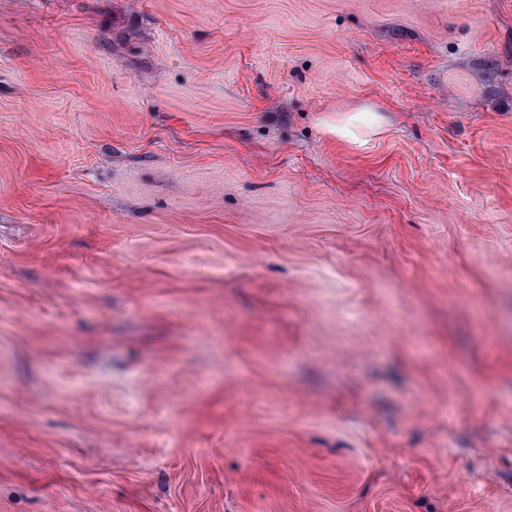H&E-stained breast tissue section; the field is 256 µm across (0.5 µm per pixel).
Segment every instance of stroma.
<instances>
[{
    "instance_id": "obj_1",
    "label": "stroma",
    "mask_w": 512,
    "mask_h": 512,
    "mask_svg": "<svg viewBox=\"0 0 512 512\" xmlns=\"http://www.w3.org/2000/svg\"><path fill=\"white\" fill-rule=\"evenodd\" d=\"M0 512H512V0H0ZM326 126L336 137L345 139L351 145H360L368 138L367 134L376 133L382 128V119L376 115L371 119L357 115L336 116V122L326 121Z\"/></svg>"
}]
</instances>
